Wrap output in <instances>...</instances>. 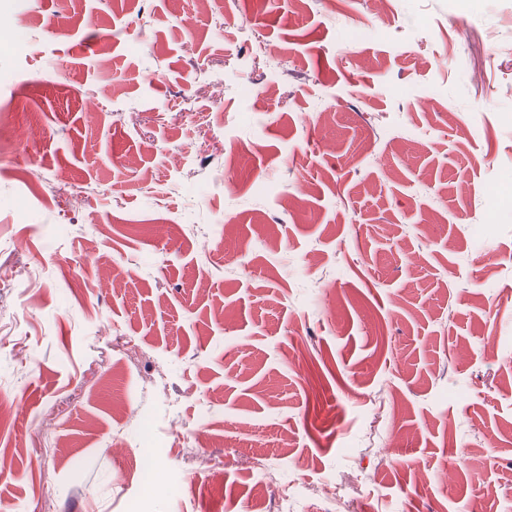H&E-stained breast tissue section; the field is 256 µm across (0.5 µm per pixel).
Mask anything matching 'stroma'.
I'll use <instances>...</instances> for the list:
<instances>
[{"label":"stroma","instance_id":"35a3bbf8","mask_svg":"<svg viewBox=\"0 0 512 512\" xmlns=\"http://www.w3.org/2000/svg\"><path fill=\"white\" fill-rule=\"evenodd\" d=\"M510 86L512 0H0V512H512Z\"/></svg>","mask_w":512,"mask_h":512}]
</instances>
